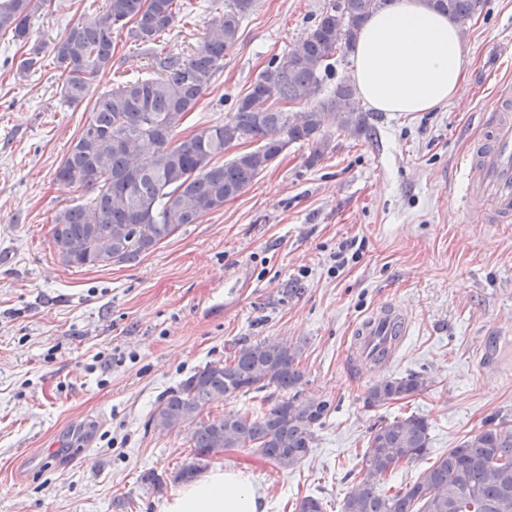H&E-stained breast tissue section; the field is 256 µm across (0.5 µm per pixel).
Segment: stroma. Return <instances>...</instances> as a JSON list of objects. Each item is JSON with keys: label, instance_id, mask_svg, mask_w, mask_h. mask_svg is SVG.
<instances>
[{"label": "stroma", "instance_id": "35a3bbf8", "mask_svg": "<svg viewBox=\"0 0 512 512\" xmlns=\"http://www.w3.org/2000/svg\"><path fill=\"white\" fill-rule=\"evenodd\" d=\"M329 2L259 0L184 134L232 112ZM99 8L52 0L31 38L53 44ZM211 16V0H191L165 51L192 53ZM465 28L463 89L448 104L375 113L373 139L334 136L313 164L308 146L290 144L222 210L139 262L85 268L66 266L52 245L54 214L87 199L60 188L56 169L96 98L154 69L115 33L111 68L70 106L51 57L18 79L27 48L0 35V512H162L188 457L184 432L150 425L157 397L244 342L301 343L306 397L336 407L295 468L242 450L201 463L204 472L243 471L268 512H297L307 496L341 512L381 420L413 413L431 428L429 456L389 478L394 488L488 415L512 414V224H486L460 207L468 173L457 167L497 108L496 80L512 79V0H483ZM350 239L360 252L337 267ZM385 304L403 311L406 334L389 364L361 367L353 330ZM411 372L428 379L427 390L365 407L371 382ZM150 470L161 491L142 485Z\"/></svg>", "mask_w": 512, "mask_h": 512}]
</instances>
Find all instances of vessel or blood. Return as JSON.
Wrapping results in <instances>:
<instances>
[{"label": "vessel or blood", "mask_w": 512, "mask_h": 512, "mask_svg": "<svg viewBox=\"0 0 512 512\" xmlns=\"http://www.w3.org/2000/svg\"><path fill=\"white\" fill-rule=\"evenodd\" d=\"M464 161L472 174L465 210L482 212L486 222H512V118L490 116L481 135L473 139ZM406 330L394 308L376 310L355 329L352 346L364 365H384L393 357Z\"/></svg>", "instance_id": "vessel-or-blood-1"}]
</instances>
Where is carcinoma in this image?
<instances>
[{
    "mask_svg": "<svg viewBox=\"0 0 512 512\" xmlns=\"http://www.w3.org/2000/svg\"><path fill=\"white\" fill-rule=\"evenodd\" d=\"M464 25L481 0H427ZM258 0H222L204 40L186 59L156 51L177 16V0H105L102 11L84 15L56 41L50 54L65 76L61 93L69 105L87 97L99 73L112 66V34L127 36L150 55L156 76L119 82L94 102L87 124L58 166L62 187L90 194L52 218V243L64 264L105 267L130 264L186 224L224 208L249 187L292 143L310 146L311 161L329 148L336 131L368 138L370 113L355 85L324 78L338 52L353 51L358 32L394 0H331L309 32L271 60L235 111L176 139L185 117L199 104L237 44L243 22ZM49 0H0V33L29 43L31 19ZM45 45L34 43L18 62L24 78L41 64ZM305 104L303 112L285 106ZM248 142L257 147L224 160V151ZM302 347L288 340L243 343L225 359L207 362L158 398L150 422L162 430H187L190 462L178 478L188 480L200 462L230 449H249L290 469L309 454L315 433L334 411L332 401L303 396ZM283 399L261 412L203 415L209 405L268 387ZM429 387L419 373L382 378L364 395L369 408L407 399ZM430 452L429 425L415 414L372 429L361 460V479L344 498L341 512H512V417L496 414L482 429L448 450L416 482L392 496L378 484L400 465Z\"/></svg>",
    "mask_w": 512,
    "mask_h": 512,
    "instance_id": "obj_1",
    "label": "carcinoma"
}]
</instances>
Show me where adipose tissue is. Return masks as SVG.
<instances>
[{
  "label": "adipose tissue",
  "instance_id": "1",
  "mask_svg": "<svg viewBox=\"0 0 512 512\" xmlns=\"http://www.w3.org/2000/svg\"><path fill=\"white\" fill-rule=\"evenodd\" d=\"M468 50L456 24L426 0H396L362 26L352 79L378 112H431L462 89ZM264 495L239 470L217 467L184 484L163 512H265Z\"/></svg>",
  "mask_w": 512,
  "mask_h": 512
}]
</instances>
